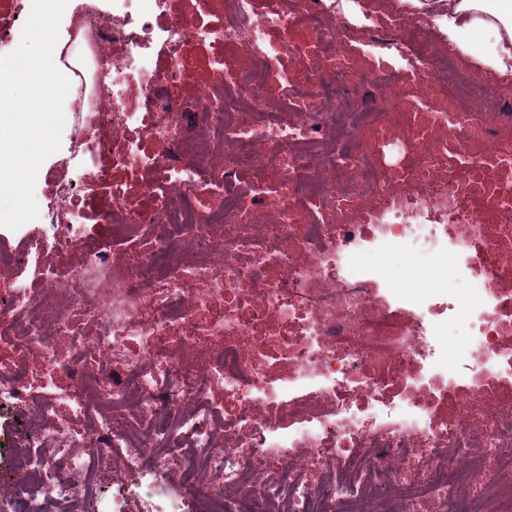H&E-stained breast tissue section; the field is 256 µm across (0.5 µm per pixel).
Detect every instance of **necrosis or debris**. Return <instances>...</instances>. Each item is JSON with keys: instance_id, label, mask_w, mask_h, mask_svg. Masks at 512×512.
I'll return each mask as SVG.
<instances>
[{"instance_id": "4bbe7bcc", "label": "necrosis or debris", "mask_w": 512, "mask_h": 512, "mask_svg": "<svg viewBox=\"0 0 512 512\" xmlns=\"http://www.w3.org/2000/svg\"><path fill=\"white\" fill-rule=\"evenodd\" d=\"M171 2L66 18L87 91L22 231L57 226L51 250L77 261L55 272L64 306L37 276L0 296V345L36 358L29 377L0 366V410L36 439L10 456L29 483L0 497L182 512L174 475L209 512H512V115L392 0H348L390 36L371 56L334 0ZM107 154L149 180L113 185L92 238L80 189L108 180ZM390 242L416 260L408 289L353 265ZM106 456L126 477L112 496ZM69 152V140L65 129H63L61 138L60 149L50 155L40 166L37 174L36 185L40 190H46L51 188L53 182H55L61 175L60 162L68 155Z\"/></svg>"}]
</instances>
